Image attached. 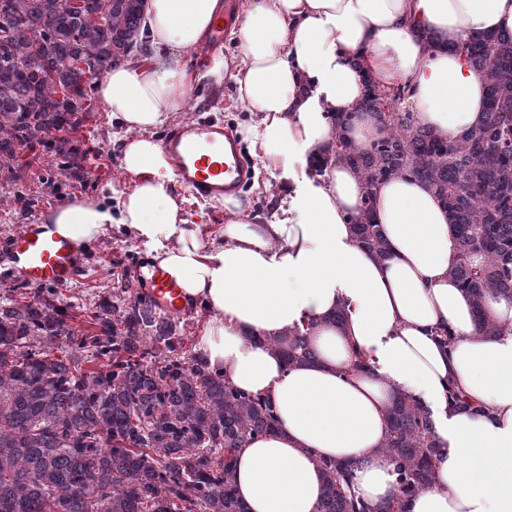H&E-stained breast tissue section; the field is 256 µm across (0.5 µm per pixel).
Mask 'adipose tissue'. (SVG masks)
Here are the masks:
<instances>
[{"mask_svg": "<svg viewBox=\"0 0 512 512\" xmlns=\"http://www.w3.org/2000/svg\"><path fill=\"white\" fill-rule=\"evenodd\" d=\"M223 5L149 0L154 57L112 69L97 88L133 186L112 203L51 209L44 224L80 248L123 224L185 298L209 310L197 352L236 388L269 397L279 419L274 433L236 453V488L250 512H317L323 459L352 464L357 497L392 499L395 478L379 448L386 409L401 394L432 411L442 444L435 483L410 512H512V300H486L502 331L478 335L471 297L448 275L458 260L448 215L418 179L379 186L374 210L389 254L363 248L349 222L362 184L325 153L338 112L351 117L349 139L377 137L356 112L370 81L400 82L415 125L451 137L476 127L484 85L449 47L512 32V0H244L232 79L252 119L240 134L276 181L281 215L251 220L248 205L228 196L225 224L207 233L183 217L154 132L181 108L191 83L181 61ZM420 30L435 32L440 47L424 48ZM307 323L316 361L285 366L266 339ZM438 327L454 333L452 348L435 340ZM455 391L473 411L452 405Z\"/></svg>", "mask_w": 512, "mask_h": 512, "instance_id": "obj_1", "label": "adipose tissue"}]
</instances>
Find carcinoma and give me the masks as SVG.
<instances>
[{
  "mask_svg": "<svg viewBox=\"0 0 512 512\" xmlns=\"http://www.w3.org/2000/svg\"><path fill=\"white\" fill-rule=\"evenodd\" d=\"M1 17L9 34L0 39V175L9 183L20 147L46 144L74 165L78 149L67 135L81 123L62 100L71 94L92 111L93 76L127 59L144 13L138 0H87L83 13L65 0H0ZM448 50L466 57L484 84L475 129L451 138L413 126L395 111L401 92L385 112L372 86L357 111L379 136L367 145L345 139L349 117L338 114L329 151L364 184L350 223L379 258L388 244L374 188L410 174L438 197L459 254L449 276L470 294L477 333L493 336L500 327L485 317L486 299L512 300V34L482 33ZM14 291L0 304V512H250L236 493L234 456L277 428L269 398L226 381L145 291L100 299L92 331L77 339L57 289ZM312 329L266 344L288 365L311 361ZM387 418L381 450L397 497L372 506L352 493L350 465L325 461L317 512H408L432 486L441 443L430 410L399 395Z\"/></svg>",
  "mask_w": 512,
  "mask_h": 512,
  "instance_id": "carcinoma-1",
  "label": "carcinoma"
}]
</instances>
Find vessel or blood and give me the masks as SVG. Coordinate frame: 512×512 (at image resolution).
<instances>
[{
    "instance_id": "1",
    "label": "vessel or blood",
    "mask_w": 512,
    "mask_h": 512,
    "mask_svg": "<svg viewBox=\"0 0 512 512\" xmlns=\"http://www.w3.org/2000/svg\"><path fill=\"white\" fill-rule=\"evenodd\" d=\"M238 23L236 0H224V12L209 31L210 46H222L225 34ZM163 149L181 185L202 202L238 194L251 172L252 164L232 132L214 121L201 119L176 128L165 139ZM0 262L38 287L68 283L82 267L83 257L69 239L49 232L44 225L30 224L0 253ZM145 287L161 307L187 314L181 288L162 269L153 270Z\"/></svg>"
}]
</instances>
